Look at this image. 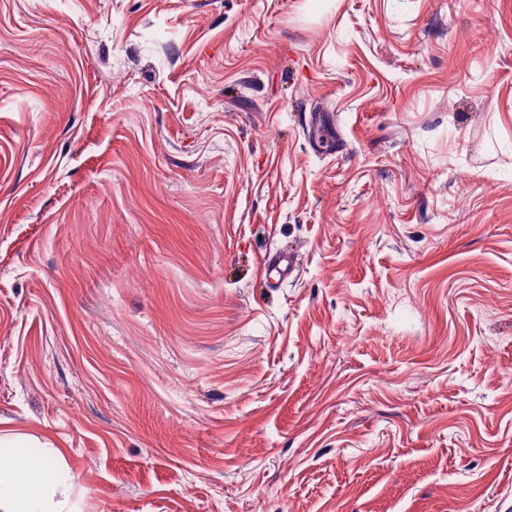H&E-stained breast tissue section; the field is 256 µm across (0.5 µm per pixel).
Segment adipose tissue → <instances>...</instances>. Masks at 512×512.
<instances>
[{
    "mask_svg": "<svg viewBox=\"0 0 512 512\" xmlns=\"http://www.w3.org/2000/svg\"><path fill=\"white\" fill-rule=\"evenodd\" d=\"M18 445L0 434V512H81L60 451L32 455Z\"/></svg>",
    "mask_w": 512,
    "mask_h": 512,
    "instance_id": "ef3b65f1",
    "label": "adipose tissue"
}]
</instances>
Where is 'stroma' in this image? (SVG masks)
<instances>
[{
    "instance_id": "stroma-1",
    "label": "stroma",
    "mask_w": 512,
    "mask_h": 512,
    "mask_svg": "<svg viewBox=\"0 0 512 512\" xmlns=\"http://www.w3.org/2000/svg\"><path fill=\"white\" fill-rule=\"evenodd\" d=\"M510 369L512 0H0V419L82 512H512Z\"/></svg>"
}]
</instances>
